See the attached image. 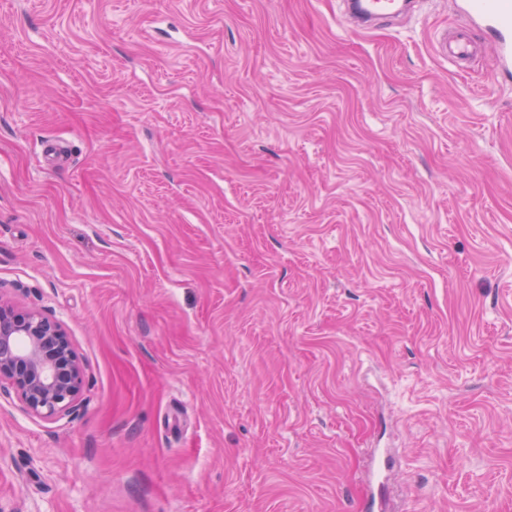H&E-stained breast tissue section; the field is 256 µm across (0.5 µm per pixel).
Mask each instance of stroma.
Here are the masks:
<instances>
[{
  "instance_id": "obj_1",
  "label": "stroma",
  "mask_w": 512,
  "mask_h": 512,
  "mask_svg": "<svg viewBox=\"0 0 512 512\" xmlns=\"http://www.w3.org/2000/svg\"><path fill=\"white\" fill-rule=\"evenodd\" d=\"M461 0H0V512H512V78ZM399 2L396 0H355L351 1L352 11L364 18L380 20L394 14ZM85 367L62 324L0 299V391L13 389L25 410L55 419L75 410Z\"/></svg>"
}]
</instances>
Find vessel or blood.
Masks as SVG:
<instances>
[{"label": "vessel or blood", "mask_w": 512, "mask_h": 512, "mask_svg": "<svg viewBox=\"0 0 512 512\" xmlns=\"http://www.w3.org/2000/svg\"><path fill=\"white\" fill-rule=\"evenodd\" d=\"M353 12L364 18L382 19L394 13L397 0H352ZM466 27L444 39L441 49L446 58L467 66L481 48L492 50L503 71L512 70V0H464ZM484 30L487 39L478 42L475 30Z\"/></svg>", "instance_id": "vessel-or-blood-1"}]
</instances>
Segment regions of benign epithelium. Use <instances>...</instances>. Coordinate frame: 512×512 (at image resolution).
<instances>
[{"mask_svg": "<svg viewBox=\"0 0 512 512\" xmlns=\"http://www.w3.org/2000/svg\"><path fill=\"white\" fill-rule=\"evenodd\" d=\"M85 367L62 324L0 300V390L13 389L25 410L55 419L75 410Z\"/></svg>", "mask_w": 512, "mask_h": 512, "instance_id": "benign-epithelium-1", "label": "benign epithelium"}]
</instances>
